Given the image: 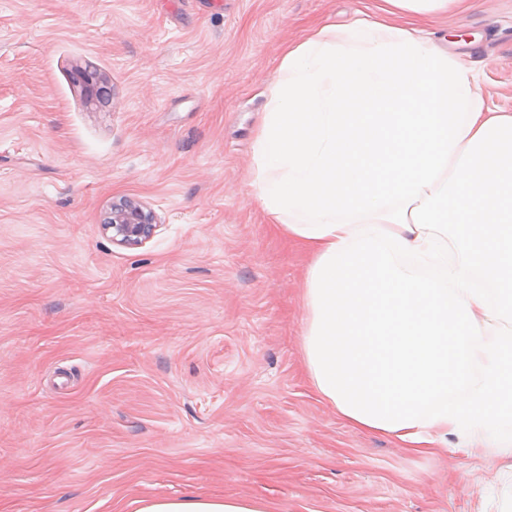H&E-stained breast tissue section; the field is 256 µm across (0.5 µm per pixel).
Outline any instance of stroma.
<instances>
[{"mask_svg": "<svg viewBox=\"0 0 512 512\" xmlns=\"http://www.w3.org/2000/svg\"><path fill=\"white\" fill-rule=\"evenodd\" d=\"M380 3L0 0V512H503L512 453L414 452L320 400L311 257L249 185L285 48ZM426 27L512 113V0ZM123 198L158 218L141 247L104 228ZM137 512H267L259 500L247 498L185 496L140 501Z\"/></svg>", "mask_w": 512, "mask_h": 512, "instance_id": "obj_1", "label": "stroma"}]
</instances>
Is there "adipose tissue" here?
Returning a JSON list of instances; mask_svg holds the SVG:
<instances>
[{"label": "adipose tissue", "mask_w": 512, "mask_h": 512, "mask_svg": "<svg viewBox=\"0 0 512 512\" xmlns=\"http://www.w3.org/2000/svg\"><path fill=\"white\" fill-rule=\"evenodd\" d=\"M289 48L250 186L313 257L308 379L349 425L411 448L512 449V113L419 29L476 0H383ZM137 512H266L247 498Z\"/></svg>", "instance_id": "ef3b65f1"}]
</instances>
